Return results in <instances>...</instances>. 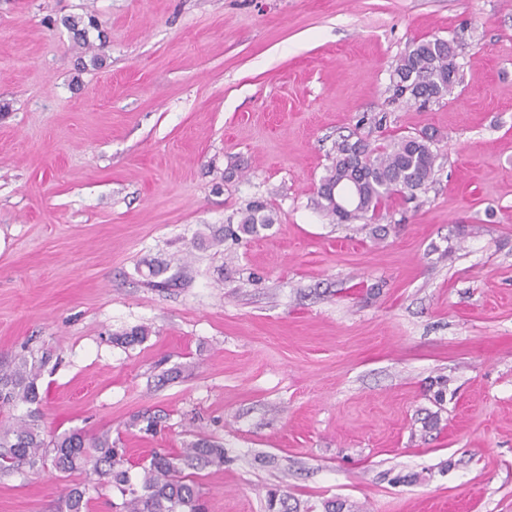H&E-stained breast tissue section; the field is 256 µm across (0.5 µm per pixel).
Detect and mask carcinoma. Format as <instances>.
Listing matches in <instances>:
<instances>
[{
	"label": "carcinoma",
	"mask_w": 512,
	"mask_h": 512,
	"mask_svg": "<svg viewBox=\"0 0 512 512\" xmlns=\"http://www.w3.org/2000/svg\"><path fill=\"white\" fill-rule=\"evenodd\" d=\"M64 25L76 43L92 47L87 28L98 26L95 16L69 17ZM457 45L439 37L413 43L394 69V95L405 104L438 102L453 94L460 83L455 62ZM434 135L427 132L395 139L386 147L343 138L336 142L335 156L318 187L319 209L331 222L353 224L376 216L389 198L424 191L435 176ZM273 222L262 204L243 213L230 234L255 236ZM48 356L17 355L0 359V468L34 472L47 465L64 474L81 472L117 488L121 502L112 512H205L203 485L193 470L224 465V448L207 442H192L178 454L154 451L139 465L134 479L125 468L128 459L112 432L91 437L81 429L46 433L41 424L43 397L38 380ZM19 405L25 415L12 414ZM160 416L145 409L132 416L130 425L157 428ZM88 487L75 484L59 497L58 512H89Z\"/></svg>",
	"instance_id": "cac0c4a2"
}]
</instances>
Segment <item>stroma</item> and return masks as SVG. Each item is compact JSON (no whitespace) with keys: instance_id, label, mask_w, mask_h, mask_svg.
I'll list each match as a JSON object with an SVG mask.
<instances>
[{"instance_id":"1","label":"stroma","mask_w":512,"mask_h":512,"mask_svg":"<svg viewBox=\"0 0 512 512\" xmlns=\"http://www.w3.org/2000/svg\"><path fill=\"white\" fill-rule=\"evenodd\" d=\"M433 37L461 84L394 101ZM424 129L414 199L317 208L337 140ZM31 351L47 431L223 446L207 512H512V0H0V357ZM83 480L0 472V512ZM64 25L73 34L76 43L88 48L94 47L87 41V27H98L95 16H87V23L83 17H69L64 20ZM272 222L273 218L263 204H253L243 213L236 230H230V235H234V237L255 236Z\"/></svg>"}]
</instances>
